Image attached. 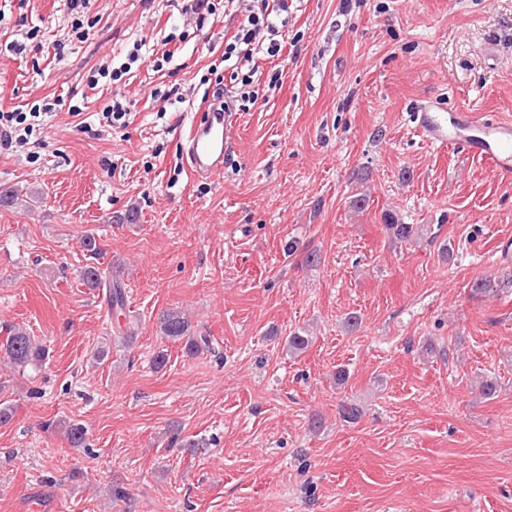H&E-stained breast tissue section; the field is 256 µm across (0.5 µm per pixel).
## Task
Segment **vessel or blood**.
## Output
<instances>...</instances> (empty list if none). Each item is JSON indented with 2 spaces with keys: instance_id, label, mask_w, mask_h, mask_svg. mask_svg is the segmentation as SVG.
Wrapping results in <instances>:
<instances>
[{
  "instance_id": "1",
  "label": "vessel or blood",
  "mask_w": 512,
  "mask_h": 512,
  "mask_svg": "<svg viewBox=\"0 0 512 512\" xmlns=\"http://www.w3.org/2000/svg\"><path fill=\"white\" fill-rule=\"evenodd\" d=\"M414 121L430 144L457 145L487 160L497 171H512L511 120L489 123L475 112L447 113L431 105L415 113ZM237 126L235 113L216 107L207 112L203 121L192 123L182 151V159L189 170L204 177L223 168Z\"/></svg>"
}]
</instances>
